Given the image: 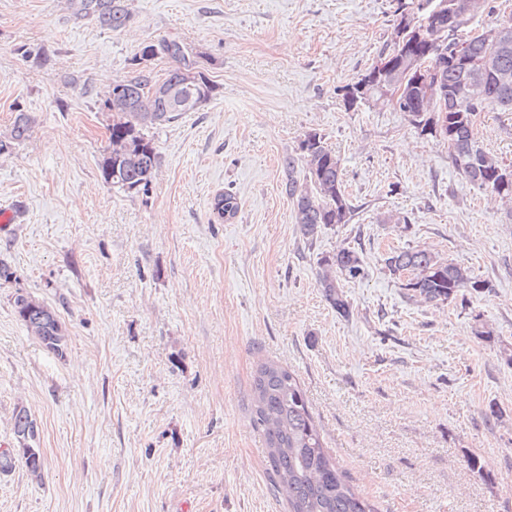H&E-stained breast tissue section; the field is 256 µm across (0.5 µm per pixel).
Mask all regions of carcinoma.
I'll return each mask as SVG.
<instances>
[{"instance_id":"obj_1","label":"carcinoma","mask_w":512,"mask_h":512,"mask_svg":"<svg viewBox=\"0 0 512 512\" xmlns=\"http://www.w3.org/2000/svg\"><path fill=\"white\" fill-rule=\"evenodd\" d=\"M75 14L94 19L101 27L118 32L131 21L125 0H70ZM474 15L443 19L429 24L412 55L438 66L439 82L451 91H466L465 106L452 100L425 99L415 92L405 93L399 111L407 113L411 125L422 136H431V116L441 123L439 140L451 141L448 156L465 183L503 202L512 203V180L502 186V178L512 177V166L478 144L473 134V119L479 112H512V30L504 39L485 41L473 36ZM468 53L487 59L491 74L475 77L452 65L449 58L459 45ZM176 39L158 43L143 42L136 57L143 60L158 54L167 56L173 66L164 81L178 88L180 104L175 106L163 96L150 93L157 83L151 74L139 73L118 81L104 92L102 106L112 113L109 127L110 150L101 161L106 183L124 190L148 189L158 164L153 139L144 130L170 123L184 112H192L207 101L215 86L195 70L188 47ZM32 118L18 113L5 139H0V152L26 141L32 132ZM287 173L285 192L292 201L295 224L303 238L312 240L324 226L347 224L354 208L343 182L341 161L329 148L323 136L310 132L300 142L299 152L283 160ZM213 223L235 219L238 198L218 192L212 204ZM385 268L396 274L407 268L410 277L403 288L409 298L440 305L468 291L481 294L488 282L471 275L464 266L441 258L426 248L393 249L384 258ZM318 287L325 300L341 315L351 312L344 283L364 276L360 253L342 247L333 255L321 257ZM15 312L27 330L50 352L63 355L68 336L56 313L47 305L28 296L15 299ZM251 421L265 439L269 468L267 475L273 492L284 498L288 512H375L374 505L357 493L345 479L325 447L320 428L312 415L300 382L288 368L274 362L257 364L251 385ZM13 433L27 434L32 443L37 437L35 421L27 410L19 409L13 418ZM22 460L28 471L40 476V455L21 449L0 452V472H7Z\"/></svg>"}]
</instances>
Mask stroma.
Instances as JSON below:
<instances>
[{
  "instance_id": "stroma-1",
  "label": "stroma",
  "mask_w": 512,
  "mask_h": 512,
  "mask_svg": "<svg viewBox=\"0 0 512 512\" xmlns=\"http://www.w3.org/2000/svg\"><path fill=\"white\" fill-rule=\"evenodd\" d=\"M126 4L130 25L112 32L69 0H0V135L17 112L33 120L0 154V208L18 213L0 231V448L16 447L23 408L43 459L40 476L20 462L0 474V512H287L250 422L261 360L294 372L378 512H512V204L466 186L404 113L342 100L394 42L398 0ZM173 38L216 90L148 129V192L113 187L102 95L136 71L164 78L167 58L135 53ZM473 129L512 164V112L477 113ZM310 132L339 155L354 216L309 242L282 161ZM221 191L240 208L214 224ZM343 247L366 271L344 285L346 317L317 286L319 257ZM408 247L489 292L408 298L383 264ZM19 295L56 312L64 356L18 319Z\"/></svg>"
}]
</instances>
